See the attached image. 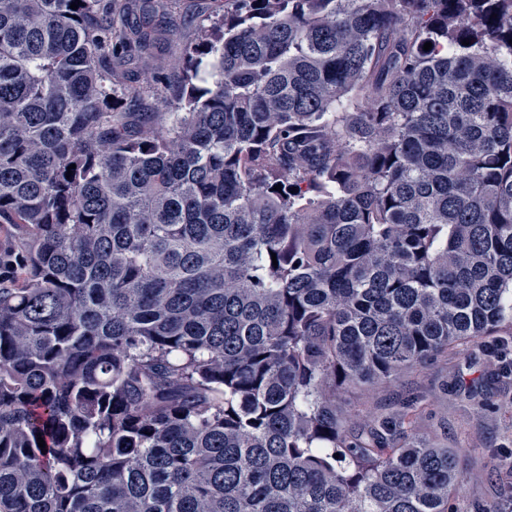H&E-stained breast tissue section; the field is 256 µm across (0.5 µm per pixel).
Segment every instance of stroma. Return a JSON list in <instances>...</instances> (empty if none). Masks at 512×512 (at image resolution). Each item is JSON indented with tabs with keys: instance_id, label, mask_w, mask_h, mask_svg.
I'll return each mask as SVG.
<instances>
[{
	"instance_id": "1",
	"label": "stroma",
	"mask_w": 512,
	"mask_h": 512,
	"mask_svg": "<svg viewBox=\"0 0 512 512\" xmlns=\"http://www.w3.org/2000/svg\"><path fill=\"white\" fill-rule=\"evenodd\" d=\"M512 362V324L498 335L464 350L428 361L398 382L375 390L347 394L357 421L398 419L403 403L415 398L421 408L419 432L461 445L475 463L454 502L456 512H503L499 494L500 460H512V380L498 386L489 406L466 401L464 389L477 386L489 373Z\"/></svg>"
}]
</instances>
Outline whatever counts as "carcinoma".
<instances>
[{
  "label": "carcinoma",
  "mask_w": 512,
  "mask_h": 512,
  "mask_svg": "<svg viewBox=\"0 0 512 512\" xmlns=\"http://www.w3.org/2000/svg\"><path fill=\"white\" fill-rule=\"evenodd\" d=\"M72 2L0 0V512H455L343 395L512 321V0ZM180 51V46L175 37L169 36L161 42L155 54L150 58L144 67H148L151 73L156 70L165 69L171 59ZM8 224H2L1 230H0V248H1V255L6 249L9 248H15L17 247V238H15L14 234L9 230ZM0 255V276L3 279L4 275L9 276L10 273H12L14 270L18 268L20 265L19 258L13 259H4L2 262ZM3 267L4 270L3 271Z\"/></svg>",
  "instance_id": "carcinoma-1"
}]
</instances>
